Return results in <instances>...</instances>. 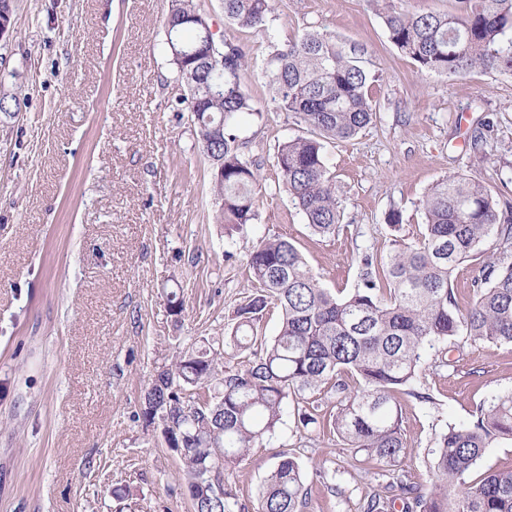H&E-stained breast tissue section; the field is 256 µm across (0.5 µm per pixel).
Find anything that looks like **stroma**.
<instances>
[{"label": "stroma", "mask_w": 512, "mask_h": 512, "mask_svg": "<svg viewBox=\"0 0 512 512\" xmlns=\"http://www.w3.org/2000/svg\"><path fill=\"white\" fill-rule=\"evenodd\" d=\"M197 3L216 35L248 47L246 81L265 108L237 126L263 180L256 219L232 241L178 102L165 29L174 0H14V29L0 40V512H190L177 455L135 413L176 351L233 325L253 293L245 268L259 238L288 239L323 288L346 292L361 284L363 253L383 257L393 238L421 235V200L436 181L466 174L512 201V76L420 73L372 0H274L264 37L226 23L224 0ZM312 25L376 76L373 124L326 149L343 221L325 238L277 187L273 155L301 130L269 108L262 76L267 37ZM483 121L478 152L469 137ZM393 209L397 230L386 222ZM447 357L438 372L424 359L399 397L405 458L356 471L340 445L296 435L289 413L239 464L240 503L253 506L281 451L307 471L323 463L337 487H313L309 512H357L397 476L427 488L436 436L512 391V346L459 337Z\"/></svg>", "instance_id": "obj_1"}]
</instances>
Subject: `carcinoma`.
<instances>
[{"label":"carcinoma","mask_w":512,"mask_h":512,"mask_svg":"<svg viewBox=\"0 0 512 512\" xmlns=\"http://www.w3.org/2000/svg\"><path fill=\"white\" fill-rule=\"evenodd\" d=\"M373 2L389 41L421 73L512 75V0H455L447 14L411 13L399 0ZM272 13V0H224V19L241 31L267 33ZM206 20L195 0H175L167 44L186 87L180 103L191 113L196 145L211 170L216 219L232 240L255 220L262 180V163L245 153L237 121L243 114L262 117V108L245 83L247 51L203 38ZM220 43L219 75L211 57ZM262 74L270 101L303 130L277 146L281 185L313 233L334 235L342 214L325 144L352 139L377 118L368 74L315 26L283 44L267 40ZM421 206V241L391 240L378 275L373 255L363 254L362 286L341 297L322 287L291 242L266 236L252 245L246 269L256 292L236 309L224 341L187 350L158 371L137 413L181 448L192 512H234L230 476L251 449L281 431L291 405L296 429L342 442L357 469L397 462L406 454L398 394L411 387L423 355L461 334L512 345V204L460 174L432 184ZM487 246L494 252L473 277V299L461 308L453 271ZM271 305L280 309L281 323L268 339L258 335L257 323ZM228 355L243 358V366L227 369ZM316 395L336 399V410L309 407ZM498 440L512 442V393L477 406L468 421L439 435L433 482L413 497L420 512H512V470L466 480ZM279 457L254 512H305L306 473L292 453Z\"/></svg>","instance_id":"1"}]
</instances>
